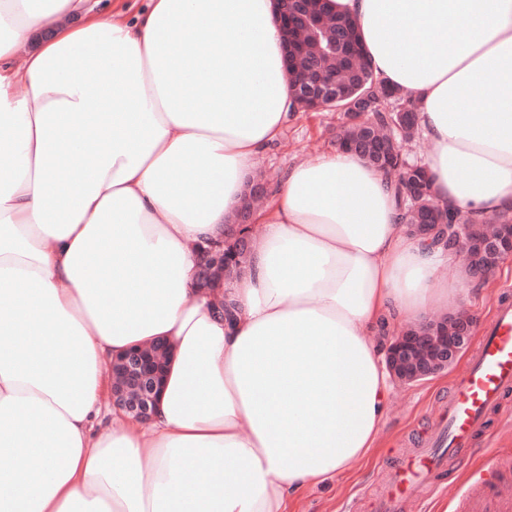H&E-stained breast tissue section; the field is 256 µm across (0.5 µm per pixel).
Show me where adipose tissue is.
Returning a JSON list of instances; mask_svg holds the SVG:
<instances>
[{
    "label": "adipose tissue",
    "instance_id": "1",
    "mask_svg": "<svg viewBox=\"0 0 512 512\" xmlns=\"http://www.w3.org/2000/svg\"><path fill=\"white\" fill-rule=\"evenodd\" d=\"M0 0V512H288L363 463L388 337L460 304L436 237L355 152L257 208L228 287L197 283L295 110L275 0ZM417 102L441 210L512 209V0H330ZM230 304L223 315L218 301ZM162 338L151 422L103 365Z\"/></svg>",
    "mask_w": 512,
    "mask_h": 512
}]
</instances>
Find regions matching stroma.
I'll return each mask as SVG.
<instances>
[{"label": "stroma", "instance_id": "1", "mask_svg": "<svg viewBox=\"0 0 512 512\" xmlns=\"http://www.w3.org/2000/svg\"><path fill=\"white\" fill-rule=\"evenodd\" d=\"M343 120L342 113L328 109L292 113L278 142L257 160L256 167L265 181L275 183L296 160L333 150L332 130ZM504 266V272L498 273L492 283L471 280L466 284L465 309L476 323L489 320L494 313V300L512 288V259ZM481 339V332H474L470 347L448 370L414 382L394 381L383 435L371 457L336 480L298 494L289 501L288 512H358L360 499L375 488L394 455L430 430L436 406L447 401L454 377L468 365ZM475 445L499 451L503 457L501 475L512 480V394L506 395L500 411L489 417L486 430ZM484 471V458L480 455L468 466L454 468L440 489L413 501L411 512H455L461 491Z\"/></svg>", "mask_w": 512, "mask_h": 512}]
</instances>
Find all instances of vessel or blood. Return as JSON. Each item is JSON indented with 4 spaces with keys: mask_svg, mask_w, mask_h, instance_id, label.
Wrapping results in <instances>:
<instances>
[{
    "mask_svg": "<svg viewBox=\"0 0 512 512\" xmlns=\"http://www.w3.org/2000/svg\"><path fill=\"white\" fill-rule=\"evenodd\" d=\"M510 392L512 299L505 297L498 299L472 362L456 378L433 430L386 468L370 496L372 512H406L411 498L435 489L450 466L473 455L474 438ZM464 495L468 512H512V497L490 501L480 483L469 485Z\"/></svg>",
    "mask_w": 512,
    "mask_h": 512,
    "instance_id": "1",
    "label": "vessel or blood"
}]
</instances>
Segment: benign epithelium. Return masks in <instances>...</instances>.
<instances>
[{
	"label": "benign epithelium",
	"mask_w": 512,
	"mask_h": 512,
	"mask_svg": "<svg viewBox=\"0 0 512 512\" xmlns=\"http://www.w3.org/2000/svg\"><path fill=\"white\" fill-rule=\"evenodd\" d=\"M280 24L287 34L313 35L324 29L325 18L303 13L292 19L278 10ZM326 46L313 45L303 50L297 70H288L295 77L294 96L301 108L310 112L336 104L347 98L334 81L319 74L324 56L336 50V32L325 34ZM237 224L239 231L231 234L229 244L237 250H246L250 238L246 229L252 227V210L240 209ZM455 248L464 252L469 270L475 279H481L492 268L512 258V224H455ZM224 278V249L205 251L204 262L198 270L199 284L211 288ZM474 322L464 314L442 317L408 330L394 337L388 352L387 363L394 375L403 381H416L432 376L453 365L467 347L473 335ZM159 364L152 351H129L120 361L109 365L112 380V403L120 411L148 423L155 414L161 390L163 372L156 369L147 376L151 365Z\"/></svg>",
	"instance_id": "benign-epithelium-1"
}]
</instances>
